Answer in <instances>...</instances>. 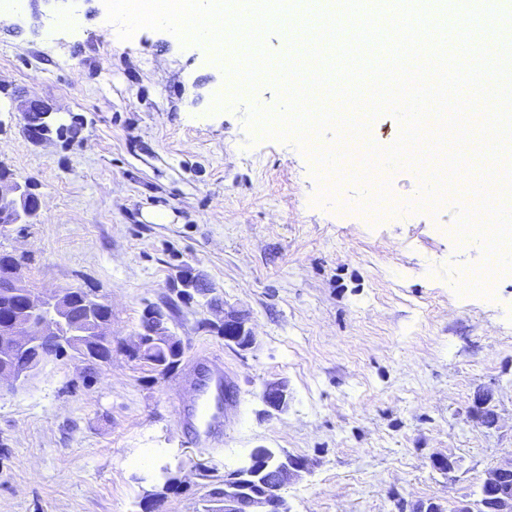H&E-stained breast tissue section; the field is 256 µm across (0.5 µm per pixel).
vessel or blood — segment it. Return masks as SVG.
<instances>
[{
    "instance_id": "b4317fda",
    "label": "vessel or blood",
    "mask_w": 512,
    "mask_h": 512,
    "mask_svg": "<svg viewBox=\"0 0 512 512\" xmlns=\"http://www.w3.org/2000/svg\"><path fill=\"white\" fill-rule=\"evenodd\" d=\"M190 368L173 381L174 388L188 384L194 392L192 405L183 409L180 419L196 442L209 443L221 437L236 407L234 383L218 358L198 356Z\"/></svg>"
}]
</instances>
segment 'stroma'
<instances>
[{
    "instance_id": "35a3bbf8",
    "label": "stroma",
    "mask_w": 512,
    "mask_h": 512,
    "mask_svg": "<svg viewBox=\"0 0 512 512\" xmlns=\"http://www.w3.org/2000/svg\"><path fill=\"white\" fill-rule=\"evenodd\" d=\"M92 0H59L39 29L0 24V163L42 201L33 224L0 231V252L28 256L34 288L80 287L112 306V361L47 366L33 387L0 392V512H143L163 465L183 484L158 512H206L252 448L310 462L284 489L291 512H396L397 500L477 499L486 472L512 459V274L490 294L448 282L479 266L461 241L455 196L407 211L423 183L411 165L371 182L327 171L297 138L251 135L250 105L274 107V83L231 109L203 44L142 28L120 39ZM49 103L61 130L32 142L18 104ZM401 206L391 220L351 210L364 194ZM172 219L153 224L145 212ZM192 267L217 301L246 310L252 348L226 346L205 303L170 289ZM171 314L184 363L219 358L239 407L222 442L192 443L169 376L130 356L143 311ZM288 383V410L262 400ZM485 396L497 415L473 414ZM459 466L435 470L433 456Z\"/></svg>"
}]
</instances>
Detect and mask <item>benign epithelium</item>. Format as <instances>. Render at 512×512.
Listing matches in <instances>:
<instances>
[{"instance_id":"1","label":"benign epithelium","mask_w":512,"mask_h":512,"mask_svg":"<svg viewBox=\"0 0 512 512\" xmlns=\"http://www.w3.org/2000/svg\"><path fill=\"white\" fill-rule=\"evenodd\" d=\"M27 121L26 130L34 140H40L48 131L46 119L53 109L40 102L20 104ZM40 216L38 198L28 185L13 173L0 176V230L12 224L28 223ZM174 285L181 295L191 294L206 299L211 285L199 274L187 268L179 271ZM75 287L44 293L34 288L26 276L22 262L0 268V295L11 299L13 312L0 316V391L18 392L28 388L45 367L59 361L55 350L44 349L51 339L69 342L74 355L83 349V339L112 340V306L97 295H88V308L100 310V315L84 327H73L64 332L70 296ZM220 332L224 345L245 351L250 349L256 336L247 314L226 309L220 318ZM165 338L175 342L176 351L183 349L179 338L170 333L168 318L159 312L153 323L137 334L131 351L139 354ZM265 404L277 413L288 409V385L282 380L266 383L263 394ZM309 471L307 460L286 452H275L258 447L252 450L245 465L224 474L222 512H291L282 490ZM512 462L491 469L482 482L480 491L484 512H512Z\"/></svg>"}]
</instances>
